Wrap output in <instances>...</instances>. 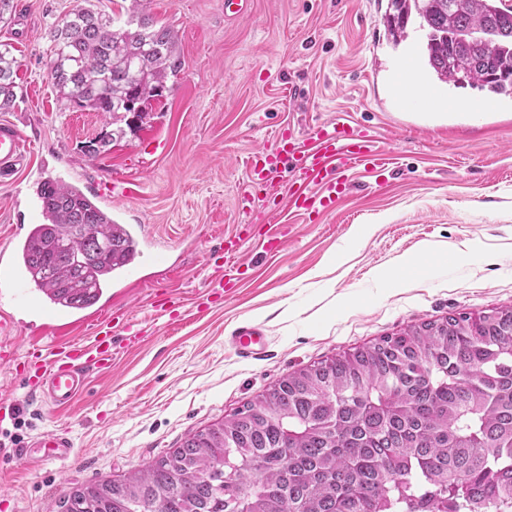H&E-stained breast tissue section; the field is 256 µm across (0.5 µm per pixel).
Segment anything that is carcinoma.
Masks as SVG:
<instances>
[{
  "instance_id": "obj_1",
  "label": "carcinoma",
  "mask_w": 512,
  "mask_h": 512,
  "mask_svg": "<svg viewBox=\"0 0 512 512\" xmlns=\"http://www.w3.org/2000/svg\"><path fill=\"white\" fill-rule=\"evenodd\" d=\"M126 19L80 7L50 31L67 108L112 116L98 157L180 72L177 32L129 0ZM387 27L427 30V63L456 87L512 89L505 0H392ZM19 62L0 44V112ZM26 262L67 304L89 301L131 250L112 215L45 182ZM66 512H512V307L383 336L287 374L146 468L72 491Z\"/></svg>"
}]
</instances>
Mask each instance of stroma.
<instances>
[{
    "instance_id": "1",
    "label": "stroma",
    "mask_w": 512,
    "mask_h": 512,
    "mask_svg": "<svg viewBox=\"0 0 512 512\" xmlns=\"http://www.w3.org/2000/svg\"><path fill=\"white\" fill-rule=\"evenodd\" d=\"M0 44L20 63L17 99L0 122L29 147L22 167L0 178V247L13 224L42 223L36 187L62 179L111 211L143 224L169 262L146 267L121 298L134 321L156 333L138 349L118 348L109 373H90L86 392L58 411L30 397L0 369V397L23 401L0 425V512H65L72 488L121 478L221 421L288 373L383 336L512 306V108L484 119H433L431 109L393 111L388 70L400 50L387 39L373 0H250L247 15L224 18V0H151L150 11L179 36L184 67L161 104L97 158L83 145L111 131V116L63 108L50 78L57 18L77 7L119 11L118 0H15ZM347 113L379 138L384 171L351 173L336 210L288 227L281 251L247 249L231 296L197 307L195 294L225 267L213 255L224 232L263 230L237 206L245 161L279 132ZM125 178L136 195L113 199ZM370 225L368 236L355 230ZM425 241L455 247L442 261L422 257L393 287L374 270L417 252ZM344 262L331 265L330 255ZM183 304L157 317L154 295ZM259 326L258 359L238 356L227 338ZM64 430L67 458L43 464L11 455L15 445Z\"/></svg>"
}]
</instances>
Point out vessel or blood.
Returning a JSON list of instances; mask_svg holds the SVG:
<instances>
[{
  "mask_svg": "<svg viewBox=\"0 0 512 512\" xmlns=\"http://www.w3.org/2000/svg\"><path fill=\"white\" fill-rule=\"evenodd\" d=\"M416 52H409L392 76V100L396 109L409 110L414 99L404 89L407 80L416 78L412 64ZM26 145L14 125L0 123V170L6 171L24 156ZM363 167L378 171V153L374 137L357 133L343 114L316 125L308 133L292 130L279 135L275 143L254 151L247 162V179L257 188L265 187L275 174H289L288 209L298 217L333 212L347 194L346 174ZM33 228L12 227L10 241L0 248V335L11 337L17 328L13 307L38 310L41 324L27 341L25 357L34 373L24 383L35 396L58 409L69 407L84 387V375L112 368V336L123 327L124 314H89L86 306L62 307L55 298H41L32 289L33 278L25 263V254ZM248 241L242 225L224 233L225 264L235 268L244 263ZM94 321L92 335L78 331ZM238 355L245 359L260 357L266 338L259 327L241 326L228 338Z\"/></svg>",
  "mask_w": 512,
  "mask_h": 512,
  "instance_id": "1",
  "label": "vessel or blood"
}]
</instances>
